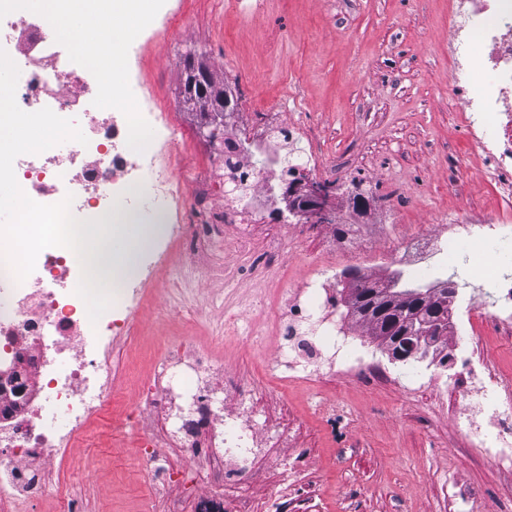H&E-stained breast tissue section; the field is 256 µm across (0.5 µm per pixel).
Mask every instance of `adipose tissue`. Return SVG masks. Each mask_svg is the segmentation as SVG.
<instances>
[{"label": "adipose tissue", "instance_id": "1", "mask_svg": "<svg viewBox=\"0 0 512 512\" xmlns=\"http://www.w3.org/2000/svg\"><path fill=\"white\" fill-rule=\"evenodd\" d=\"M0 6L19 12L33 11L51 25L54 38L70 44L73 52L92 69L107 76L123 67L122 43L133 32L145 0H0ZM109 15L110 24L99 22ZM13 86L8 62L0 63V155L14 147L40 149L60 128L13 117ZM51 237L73 248L83 258V277L91 296L118 297L126 281L135 275L140 254L150 244L146 225L128 220L104 224H13L0 231L16 257L29 244Z\"/></svg>", "mask_w": 512, "mask_h": 512}]
</instances>
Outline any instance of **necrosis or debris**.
Instances as JSON below:
<instances>
[{"mask_svg": "<svg viewBox=\"0 0 512 512\" xmlns=\"http://www.w3.org/2000/svg\"><path fill=\"white\" fill-rule=\"evenodd\" d=\"M448 24V88L464 105L463 129L497 198L496 220L468 219L466 234L483 250L477 278L488 275L494 282L489 315L512 327V275L497 247L512 238V0H452ZM1 60L12 67L17 112L51 124L63 118L76 130L67 150L18 149L0 162V182L24 198L33 224H85L122 205L180 225L181 236L198 252L209 239L214 177L225 186L224 223H261L274 203L266 187L299 142L296 134L266 127L246 153L238 149V136L224 135L212 164L198 173L190 191L174 165L182 147L179 133L161 125L150 101L140 100L134 112L108 108L118 91L133 86L132 70L106 80L62 47L44 18L3 9ZM149 125L158 128L159 149L136 146L138 132ZM27 264L38 270L37 278L18 276L12 257L0 253V278L11 283L0 299V356L25 351L35 360L28 398L12 412V434L0 445V512H18L23 501L45 493L43 467L92 418L110 411L115 373L100 350L112 337L130 335L144 287L134 281L119 299L99 304L92 313L81 260L64 245L35 246ZM330 282L326 273H318L270 309L283 337L281 357L308 363L325 355L333 364H348V331L330 320L331 301L325 296ZM221 372L208 355L179 347L159 362L147 393L163 400L182 393L188 403H197L204 399L205 381ZM466 372L472 380L464 405L472 449L510 472L512 377L492 369L479 376L471 366ZM212 415L225 451L208 457V469L224 483H239L264 437L257 413L246 404L235 414L217 406ZM55 422L65 424L66 433L52 431Z\"/></svg>", "mask_w": 512, "mask_h": 512, "instance_id": "1", "label": "necrosis or debris"}]
</instances>
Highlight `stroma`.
Wrapping results in <instances>:
<instances>
[{
    "label": "stroma",
    "mask_w": 512,
    "mask_h": 512,
    "mask_svg": "<svg viewBox=\"0 0 512 512\" xmlns=\"http://www.w3.org/2000/svg\"><path fill=\"white\" fill-rule=\"evenodd\" d=\"M225 2L179 0L170 30L139 56L138 93L177 107L171 120L183 142L182 180L192 184L210 162L209 141L178 102L180 61L192 52L235 89L228 129L254 128L275 112L312 138L324 182L339 190L333 214L322 224L284 220L280 199L255 228L217 225L212 254L252 272L232 288L207 272L173 281L158 272L130 336L112 345L111 412L67 448L62 466L45 468V480L65 479L80 512H197L205 500L226 505L242 496L255 512H270L268 488L285 483L298 490L304 512H512V474L470 451L456 359L437 368L419 363L411 377L362 335L352 348L366 370L302 369L279 357L275 327L259 347L224 332L225 307L253 296V280L265 282L273 304L325 268L339 298L343 271L385 279L398 270L393 256L407 233L494 215V193L461 132L463 104L448 92L449 0H266L255 18ZM356 183L372 193L363 211L349 200ZM276 237L299 249L270 267L261 258ZM180 345L221 364L215 396L231 409L250 397L274 437L245 482L215 484L176 442L156 469L170 477L164 494L146 475L140 440L164 424L155 409L136 410L155 366ZM468 349L512 372V336L496 335L492 325Z\"/></svg>",
    "instance_id": "1"
}]
</instances>
